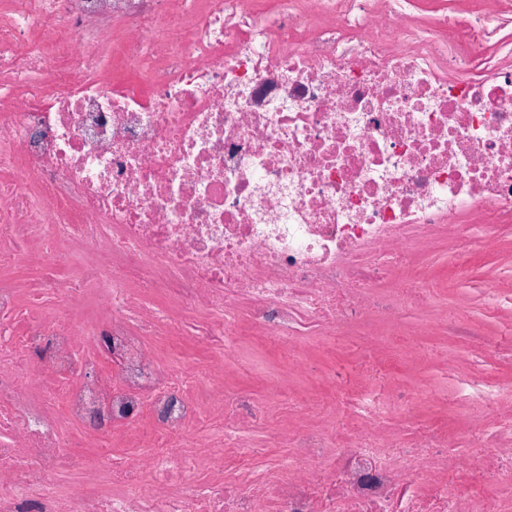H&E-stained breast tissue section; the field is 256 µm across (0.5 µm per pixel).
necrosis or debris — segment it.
Segmentation results:
<instances>
[{
    "instance_id": "4bbe7bcc",
    "label": "necrosis or debris",
    "mask_w": 512,
    "mask_h": 512,
    "mask_svg": "<svg viewBox=\"0 0 512 512\" xmlns=\"http://www.w3.org/2000/svg\"><path fill=\"white\" fill-rule=\"evenodd\" d=\"M511 23L414 29L402 0H10L0 512H512V415L406 446L384 405L341 439L306 409L276 423L278 464L224 473L272 422L224 392L238 327L397 325L437 295L381 291L413 239L455 226L463 271L512 222V65L485 56ZM184 335L208 343L201 369L168 364ZM484 468L492 486L463 491Z\"/></svg>"
}]
</instances>
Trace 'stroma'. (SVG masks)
Listing matches in <instances>:
<instances>
[{"mask_svg": "<svg viewBox=\"0 0 512 512\" xmlns=\"http://www.w3.org/2000/svg\"><path fill=\"white\" fill-rule=\"evenodd\" d=\"M475 8L512 17V0H411L407 12L412 24L424 26L444 11ZM455 266L449 241L426 247L416 270L437 284L438 303L407 312L396 336L379 317L369 331L354 326L327 343L300 341L292 352L263 336H242L247 362L229 374L226 390L258 406L274 397L285 408L309 403L352 429L361 422L359 402L370 399L395 410L410 403L419 387L425 399L399 427L400 441H410L428 423L447 425L452 435L471 432L469 383H512V228L492 249L478 250L464 275H456ZM491 291L497 302L488 301ZM438 307L473 325L475 335H452L447 322L435 319Z\"/></svg>", "mask_w": 512, "mask_h": 512, "instance_id": "stroma-1", "label": "stroma"}]
</instances>
